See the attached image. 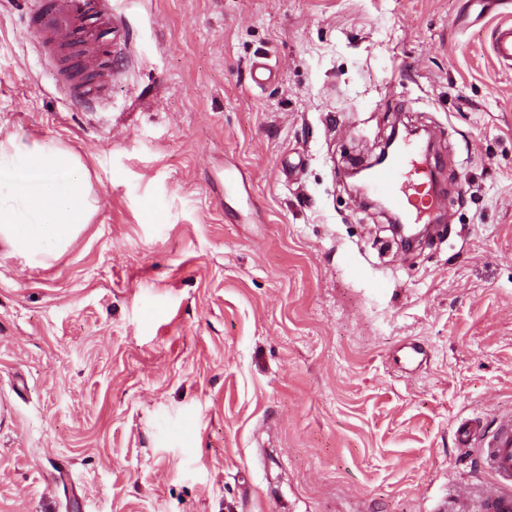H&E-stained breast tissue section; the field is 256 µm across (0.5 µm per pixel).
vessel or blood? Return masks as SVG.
Instances as JSON below:
<instances>
[{"instance_id": "1", "label": "vessel or blood", "mask_w": 512, "mask_h": 512, "mask_svg": "<svg viewBox=\"0 0 512 512\" xmlns=\"http://www.w3.org/2000/svg\"><path fill=\"white\" fill-rule=\"evenodd\" d=\"M36 5L37 51L59 63V88L68 103L81 109L103 102L115 75L112 53L128 42L126 26L114 13L112 0H36ZM92 13L108 32V42H100L87 27ZM492 53L498 61L512 62L511 23L496 28ZM435 179L434 169L422 167L417 149L408 143L371 172L368 188L409 223L421 224L438 205ZM454 438L458 447L476 451L492 481L477 496L466 485H453L436 512H512V417L501 418L490 431L478 419L463 420Z\"/></svg>"}]
</instances>
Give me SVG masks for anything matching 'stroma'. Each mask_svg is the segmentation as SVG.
<instances>
[{"mask_svg": "<svg viewBox=\"0 0 512 512\" xmlns=\"http://www.w3.org/2000/svg\"><path fill=\"white\" fill-rule=\"evenodd\" d=\"M112 5L125 59L74 111L32 0H0V142L78 156L98 205L47 263L0 242V512L480 490L453 431L512 415V67L490 52L512 5ZM401 123L434 130L448 214L408 253L344 179Z\"/></svg>", "mask_w": 512, "mask_h": 512, "instance_id": "obj_1", "label": "stroma"}]
</instances>
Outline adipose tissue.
Returning a JSON list of instances; mask_svg holds the SVG:
<instances>
[{
	"mask_svg": "<svg viewBox=\"0 0 512 512\" xmlns=\"http://www.w3.org/2000/svg\"><path fill=\"white\" fill-rule=\"evenodd\" d=\"M2 163L33 190L0 197V239L32 260L57 256L96 209L80 163L66 152L14 140L0 143Z\"/></svg>",
	"mask_w": 512,
	"mask_h": 512,
	"instance_id": "adipose-tissue-1",
	"label": "adipose tissue"
}]
</instances>
